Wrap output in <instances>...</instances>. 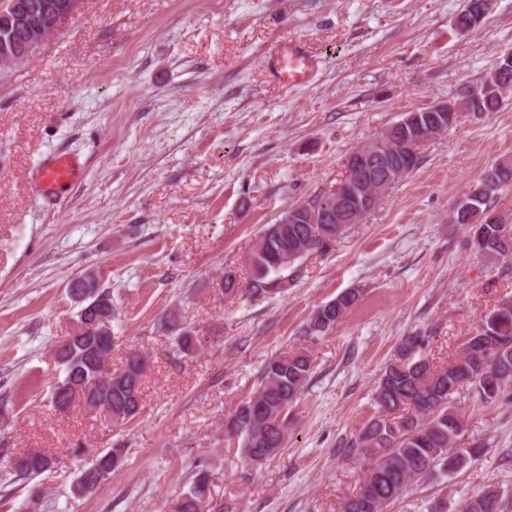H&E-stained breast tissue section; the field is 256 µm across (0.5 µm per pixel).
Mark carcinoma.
<instances>
[{"label":"carcinoma","mask_w":512,"mask_h":512,"mask_svg":"<svg viewBox=\"0 0 512 512\" xmlns=\"http://www.w3.org/2000/svg\"><path fill=\"white\" fill-rule=\"evenodd\" d=\"M499 82L483 103L487 112L498 111L504 95L512 91V71L500 75ZM511 178V170L495 169L475 185L481 192L465 195L451 220L453 224L483 226L488 239L484 254L490 257H512V225L487 222L489 196ZM340 228L339 224L301 221L284 225L278 237L272 233L263 236L262 251L250 257L251 292L266 294L268 289L280 287V280L295 263L312 252L330 251L342 235ZM511 304L506 300L485 315L476 334L445 367L433 365L422 354L421 337L407 336L401 341L376 387L381 415L369 420L347 442L352 453L369 460V469L360 491L341 504V512H384L411 483L429 477L435 469L448 471V458L465 465L466 458L453 448L464 424L460 409L452 401L467 392L492 404L512 382V354H500L496 349L499 344L512 349ZM165 328L181 353L192 354L201 346L196 332L170 314ZM94 344L90 332L62 343L57 358L63 376L53 385L51 401L67 409L88 397V390L106 385L112 407L107 421L124 425L139 412L145 365L140 356L133 355L126 358L122 368L106 373ZM311 366L310 355L302 350L282 353L266 364L260 388L237 408L225 427L226 435L240 442L245 460L262 461L285 443L288 428L284 413L304 387ZM123 452L122 448L99 452L81 472L83 481L72 487V493L82 495L97 489L122 464ZM53 466L52 458L41 451L35 460L27 453L15 460V467L30 478L52 472ZM210 501L208 474L198 469L190 475L188 488L172 501L171 512H201L200 505ZM462 512H503L499 492L491 489L470 497Z\"/></svg>","instance_id":"cac0c4a2"}]
</instances>
